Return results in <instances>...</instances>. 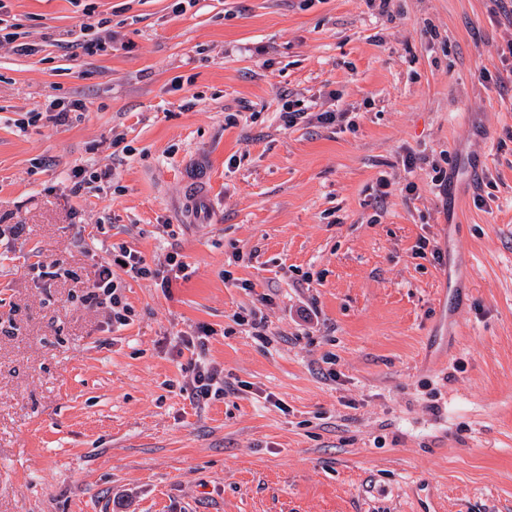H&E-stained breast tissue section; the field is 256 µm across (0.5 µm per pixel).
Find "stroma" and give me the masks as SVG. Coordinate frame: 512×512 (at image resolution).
Here are the masks:
<instances>
[{"mask_svg":"<svg viewBox=\"0 0 512 512\" xmlns=\"http://www.w3.org/2000/svg\"><path fill=\"white\" fill-rule=\"evenodd\" d=\"M175 2L0 0V512H512V18ZM112 244L188 265L115 270L119 328L83 301ZM204 328L235 391L198 402ZM83 109V103L80 100H72L70 103L51 104L46 111V120L55 126H65L70 122V113L78 112Z\"/></svg>","mask_w":512,"mask_h":512,"instance_id":"obj_1","label":"stroma"}]
</instances>
